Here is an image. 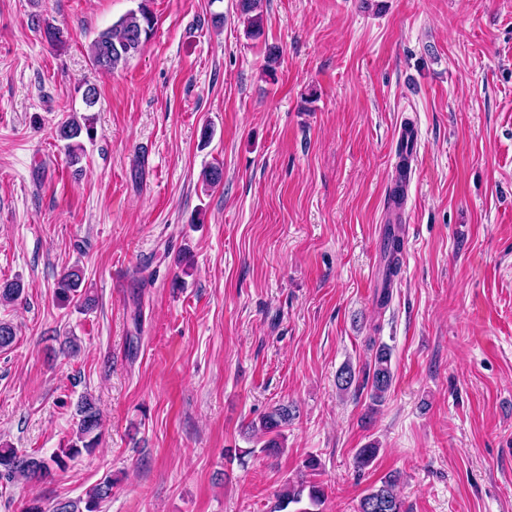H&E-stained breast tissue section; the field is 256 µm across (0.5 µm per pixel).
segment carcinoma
<instances>
[{
  "mask_svg": "<svg viewBox=\"0 0 512 512\" xmlns=\"http://www.w3.org/2000/svg\"><path fill=\"white\" fill-rule=\"evenodd\" d=\"M236 11L247 22L246 34L257 39L263 34V15L260 12V0H238ZM32 28L42 32L47 41L62 44L60 31L46 22L39 14L31 16ZM155 27V17L148 6V0H141L138 8L131 10L102 31L90 44V60L97 70L110 73L119 65L127 62L131 55L139 52L150 39ZM93 139L94 127L88 121L82 123L77 117L70 116L61 121L56 128V138L63 143V148L72 163L80 161L84 152L82 137ZM403 251V239L398 226L388 227L384 233L383 253L386 261L385 278L377 295V304L387 306L391 298L393 278L400 268ZM84 275L82 268L73 266L63 273L57 282L56 297L63 303L73 301L85 306L89 298L83 296L80 287ZM23 293V284L16 280L0 287V299L5 302L18 300ZM393 381L391 368V350L384 344L378 345L373 365L364 378L353 366H343L337 374V387L348 391L359 383L370 386L372 405H379L389 390ZM78 426L76 437L63 454H55L46 459L35 453H21L8 445L0 446V480L10 482L18 477L42 481L52 475L54 469L65 467V458L73 457L82 450H89L98 445L101 427V417L95 401L90 397H82L76 405ZM290 410L281 406L260 421L259 430L267 435L262 451L274 455L283 448L284 436L281 428L288 424ZM379 448L370 443L358 449L356 465L360 469L370 466L376 459ZM400 476L393 472L386 475L381 484L368 490L360 499L357 512H407L403 501L395 492ZM112 478L107 477L93 486L86 494V499H60L52 506L51 512H99L101 504L112 494ZM325 497L324 489L316 484L300 482L296 485L286 484L280 491L274 505L275 512H286L292 504L306 503L295 512H319Z\"/></svg>",
  "mask_w": 512,
  "mask_h": 512,
  "instance_id": "obj_1",
  "label": "carcinoma"
}]
</instances>
